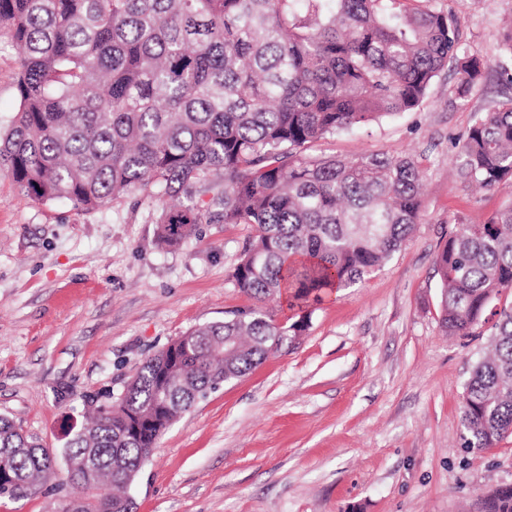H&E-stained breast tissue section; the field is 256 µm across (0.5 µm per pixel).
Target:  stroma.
<instances>
[{
	"label": "stroma",
	"instance_id": "stroma-1",
	"mask_svg": "<svg viewBox=\"0 0 512 512\" xmlns=\"http://www.w3.org/2000/svg\"><path fill=\"white\" fill-rule=\"evenodd\" d=\"M457 18L482 86L458 100L456 72L421 105L314 143L311 154L415 158L419 224L379 271L313 308L307 329L221 385L156 441L128 495L133 512H474L512 485V436L461 448V398L495 310L471 336L440 326L435 260L449 231L512 205V179L480 191L455 163L476 116L512 97L500 55L512 0H425ZM20 59L0 35V130L18 109ZM157 202L132 193L82 212L25 198L0 171V416L47 448L81 425L84 400L119 396L142 362L195 326L251 307L230 276L255 230L203 224L180 245L158 240ZM58 481L0 512H52L78 498Z\"/></svg>",
	"mask_w": 512,
	"mask_h": 512
}]
</instances>
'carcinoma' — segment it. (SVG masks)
<instances>
[{
	"instance_id": "cac0c4a2",
	"label": "carcinoma",
	"mask_w": 512,
	"mask_h": 512,
	"mask_svg": "<svg viewBox=\"0 0 512 512\" xmlns=\"http://www.w3.org/2000/svg\"><path fill=\"white\" fill-rule=\"evenodd\" d=\"M413 0H0V32L21 51L19 109L0 134V171L33 201L94 211L123 194L173 199L155 215L173 246L200 224H251L233 287L256 306L200 325L148 357L115 399L91 402L64 453L75 512H120L157 438L200 399L308 327L264 308H310L383 266L422 213L417 160L308 153L319 139L417 108L455 64L477 92L480 59L457 20ZM458 176L485 190L512 179V97L460 136ZM206 194L208 199L200 196ZM441 327L470 336L512 294V205L458 224L437 255ZM462 395L470 452L512 434V306ZM56 450L0 416V496L56 478ZM477 512H512V486Z\"/></svg>"
}]
</instances>
